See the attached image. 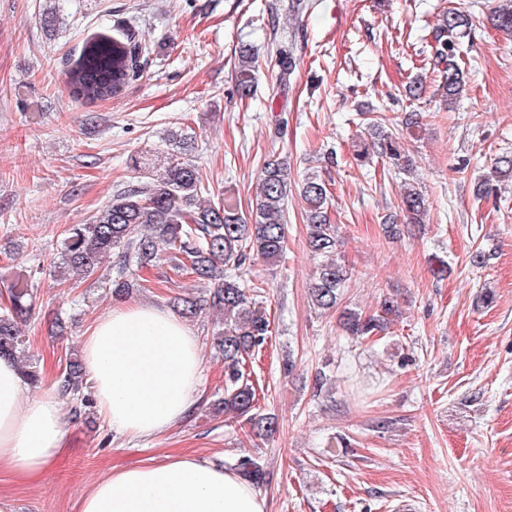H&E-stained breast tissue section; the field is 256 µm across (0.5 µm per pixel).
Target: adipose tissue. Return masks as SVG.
<instances>
[{
  "mask_svg": "<svg viewBox=\"0 0 512 512\" xmlns=\"http://www.w3.org/2000/svg\"><path fill=\"white\" fill-rule=\"evenodd\" d=\"M81 348L97 411L113 433L153 438L187 415L203 365L195 336L175 314L113 305ZM65 419L57 391L27 393L17 365L0 359V470L48 467L64 448ZM79 512H266V501L223 460L165 454L94 481Z\"/></svg>",
  "mask_w": 512,
  "mask_h": 512,
  "instance_id": "obj_1",
  "label": "adipose tissue"
}]
</instances>
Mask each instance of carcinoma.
<instances>
[{"label": "carcinoma", "instance_id": "1", "mask_svg": "<svg viewBox=\"0 0 512 512\" xmlns=\"http://www.w3.org/2000/svg\"><path fill=\"white\" fill-rule=\"evenodd\" d=\"M489 21L494 29L511 38L512 0L495 7ZM468 26V16L450 8L437 30L434 58L439 67V88L450 104L457 101L465 85L464 69L456 59L455 41ZM134 49L139 51L141 47L115 43L105 37L85 43L79 60L68 72L75 96L92 102L117 94L130 75ZM293 65L292 51L280 47L275 57L277 79H287ZM259 68L256 50L241 47L236 75L241 94L248 95L254 90ZM373 149L400 172L408 174L414 166L399 137L391 132L378 134ZM182 150L183 156L168 158L160 179L146 175L141 163L134 162L135 180L117 190L88 223L74 224L67 230L61 259L50 263L49 275L61 280L69 275L86 279L92 276L102 257L115 253L116 275L108 282L112 296L121 298L143 287L134 269L155 261L165 251L182 256L177 271L187 270L209 287L177 299L181 317L194 319L210 309L224 311L221 328L212 333V345L224 358V394L214 401L213 410L232 416L256 437L266 436L277 430L279 420L273 413L259 412L256 392L242 364L265 342L270 322L259 309L258 287L242 278L241 267L251 255L269 263L282 256L288 197L293 191L288 167L275 157L264 162L259 193L248 220L231 198L219 202L211 197L199 170L188 159L192 150L190 139L182 140ZM299 191L308 205L307 246L320 258L309 297L314 309L329 313L339 305L351 273L337 257L338 239L336 227L330 223L326 186L308 176L302 180ZM400 199L406 223L425 222L429 203L417 188H407ZM35 298L31 281L18 282L9 290V304L0 307V358L19 362L23 378L31 384L39 383L41 377L31 365L21 361L24 340L19 336V324L30 317ZM381 309L383 314L365 317L354 310L345 311L340 324L350 336H373L387 329V315L395 312L394 302L384 300ZM55 384L61 395L76 402L74 412L91 408L89 394L84 392L86 375L77 354H70L59 365ZM231 467L257 488L266 483L265 462L259 456H240Z\"/></svg>", "mask_w": 512, "mask_h": 512}]
</instances>
